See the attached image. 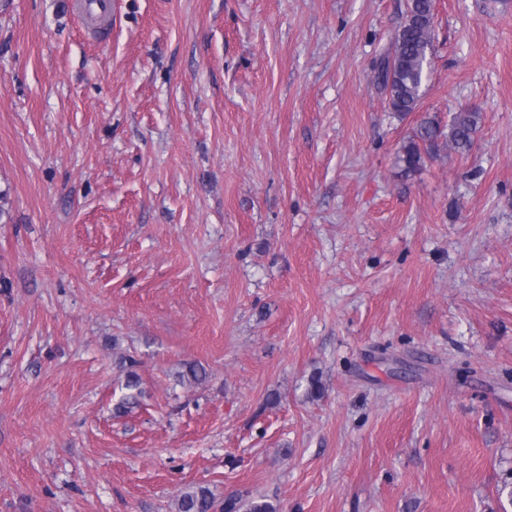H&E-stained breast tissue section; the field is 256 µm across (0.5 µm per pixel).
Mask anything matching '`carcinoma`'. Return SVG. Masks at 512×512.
<instances>
[{
  "mask_svg": "<svg viewBox=\"0 0 512 512\" xmlns=\"http://www.w3.org/2000/svg\"><path fill=\"white\" fill-rule=\"evenodd\" d=\"M434 0H408L405 20L397 31L391 50L373 66L374 82L388 98L390 109L405 116L419 105L421 89L432 66ZM479 113L457 112L448 128L435 118H427L405 138L398 156L402 171L409 175L424 163V156L448 147L469 151L474 143ZM178 512H279L277 505L265 498H244L233 494L217 503L203 486L185 492L178 502Z\"/></svg>",
  "mask_w": 512,
  "mask_h": 512,
  "instance_id": "1",
  "label": "carcinoma"
}]
</instances>
